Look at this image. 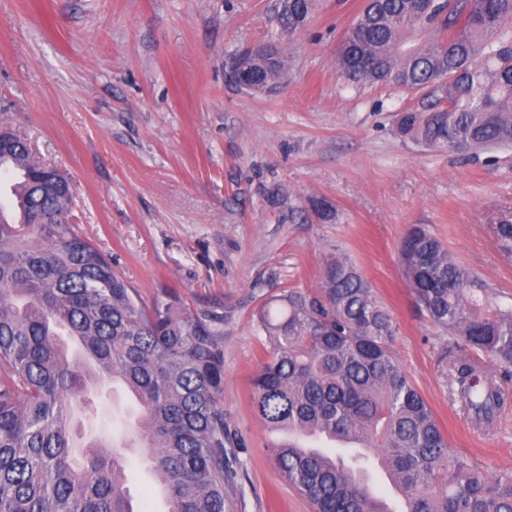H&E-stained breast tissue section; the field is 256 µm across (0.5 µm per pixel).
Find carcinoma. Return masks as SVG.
I'll return each mask as SVG.
<instances>
[{"mask_svg": "<svg viewBox=\"0 0 512 512\" xmlns=\"http://www.w3.org/2000/svg\"><path fill=\"white\" fill-rule=\"evenodd\" d=\"M314 0H288L280 33L305 26ZM271 88L288 57L248 49ZM336 69L350 82L418 96L399 132L419 146L469 153L512 145V0H366L345 32ZM0 169L15 173L14 220L0 218V512H134L126 456L115 439H85L72 409L120 383L138 401L127 435L164 489L169 512H226L224 485L241 465L224 425V315L161 291L146 307L72 222L67 177L33 167L10 131ZM512 254V222L492 227ZM400 255L414 303L472 355L451 362L452 394L479 424L503 405L476 358L512 369V306L443 243L416 226ZM270 350L253 380L254 408L288 432L271 446L278 469L314 512L378 507L366 457L311 450L310 434L369 448L401 493L400 512H512V472L489 475L453 454L431 408L400 365L396 326L371 285L333 255L319 290H289L257 313ZM63 329L81 347L71 357Z\"/></svg>", "mask_w": 512, "mask_h": 512, "instance_id": "carcinoma-1", "label": "carcinoma"}]
</instances>
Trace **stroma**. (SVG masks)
Returning <instances> with one entry per match:
<instances>
[{
  "mask_svg": "<svg viewBox=\"0 0 512 512\" xmlns=\"http://www.w3.org/2000/svg\"><path fill=\"white\" fill-rule=\"evenodd\" d=\"M279 0H0V129L72 185L78 233L152 305L175 290L224 315V420L242 442L230 512H312L281 476L282 441L254 411L269 345L255 313L288 289L320 286L345 256L390 310L395 354L455 452L512 470V379L491 427L449 394L457 352L412 302L398 248L422 224L512 305V258L492 225L512 220V148L475 156L402 137L412 95L352 84L336 49L364 0H316L279 37ZM273 45L278 86L229 81L233 56ZM332 205L323 219L312 200Z\"/></svg>",
  "mask_w": 512,
  "mask_h": 512,
  "instance_id": "obj_1",
  "label": "stroma"
}]
</instances>
